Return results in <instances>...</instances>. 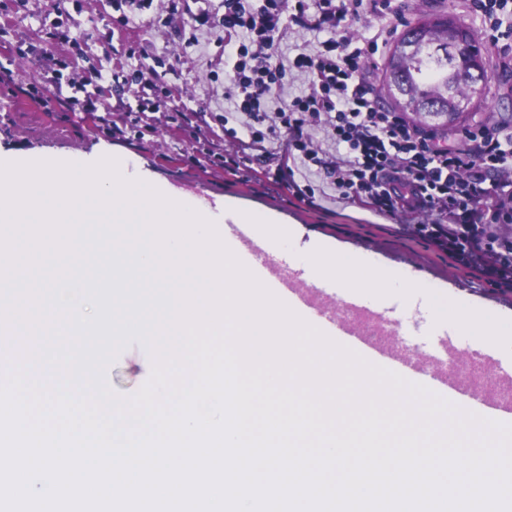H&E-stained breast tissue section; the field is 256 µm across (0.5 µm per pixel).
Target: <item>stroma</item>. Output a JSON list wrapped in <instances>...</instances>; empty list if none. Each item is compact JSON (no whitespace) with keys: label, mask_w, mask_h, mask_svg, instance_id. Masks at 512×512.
I'll list each match as a JSON object with an SVG mask.
<instances>
[{"label":"stroma","mask_w":512,"mask_h":512,"mask_svg":"<svg viewBox=\"0 0 512 512\" xmlns=\"http://www.w3.org/2000/svg\"><path fill=\"white\" fill-rule=\"evenodd\" d=\"M405 16L444 13L464 22L485 40L488 21L469 11L464 0H403ZM186 10L172 11L169 0L133 12L114 0H11L0 14V151L36 160L71 155L99 145L134 156L155 176L193 198L221 197L246 212L277 218L290 234L289 246L304 255L321 246L345 257L368 259L389 275L388 293L400 297L407 281L456 308L484 311L497 320L500 345L512 356V291L478 284V273L456 267L427 244L414 240L398 216H381L340 200L333 186L313 178L316 200L306 203L268 178L259 165L235 167L238 144L224 123L231 104L222 27L186 30ZM142 52L128 58L129 45ZM29 52L17 56V46ZM53 50L47 71L42 50ZM159 80L148 90L138 123L120 112L140 88L141 65ZM485 87L472 98L453 128H437V144L455 148L462 129L512 127V63L493 48L484 54ZM120 74V88L101 93L102 107L88 110L97 76ZM152 373V358L141 342L129 343L108 366L105 378L118 394L131 396Z\"/></svg>","instance_id":"35a3bbf8"}]
</instances>
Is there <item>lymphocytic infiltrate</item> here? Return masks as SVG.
<instances>
[{
	"mask_svg": "<svg viewBox=\"0 0 512 512\" xmlns=\"http://www.w3.org/2000/svg\"><path fill=\"white\" fill-rule=\"evenodd\" d=\"M488 18L487 40L512 54V0H470ZM391 0H224V59L233 78L225 96L241 116L244 148L239 165L259 164L275 183L313 201L312 184L297 185V166L315 167L340 198L378 213L402 215L411 235L478 271L491 289L512 286V132L477 127L461 132V147L441 149L436 135L404 113L379 104L366 78L367 63L387 43L379 30L364 43L351 29L366 14L392 12ZM319 35L314 52L291 65L273 60L290 28ZM308 86L277 112L268 101L289 70ZM320 127L331 141L324 150L312 135ZM281 139L279 151L265 143Z\"/></svg>",
	"mask_w": 512,
	"mask_h": 512,
	"instance_id": "lymphocytic-infiltrate-1",
	"label": "lymphocytic infiltrate"
}]
</instances>
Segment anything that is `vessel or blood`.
Listing matches in <instances>:
<instances>
[{"mask_svg": "<svg viewBox=\"0 0 512 512\" xmlns=\"http://www.w3.org/2000/svg\"><path fill=\"white\" fill-rule=\"evenodd\" d=\"M224 240L239 260L300 317L329 338L344 339L358 352L377 359L408 380H418L457 408L486 411L490 419L512 424V358L504 357L493 336L462 345L461 334L450 326L433 331L430 356L455 357L465 351L469 366L492 373L495 389L472 385L465 374L425 363L392 336L397 309L379 303L364 291L338 292L335 278L320 273L291 249L270 246L249 223L226 222Z\"/></svg>", "mask_w": 512, "mask_h": 512, "instance_id": "obj_1", "label": "vessel or blood"}]
</instances>
